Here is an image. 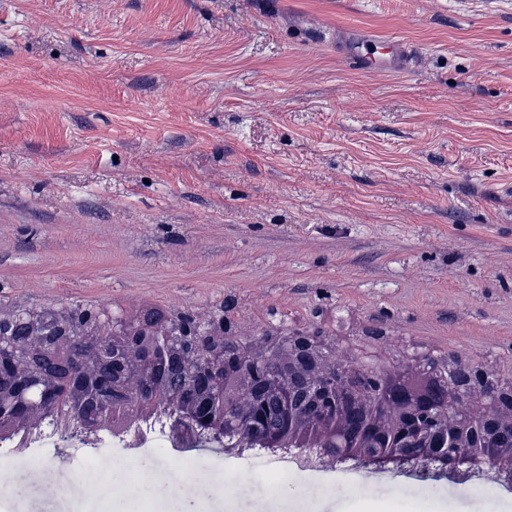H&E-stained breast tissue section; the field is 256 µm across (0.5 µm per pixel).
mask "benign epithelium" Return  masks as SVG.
<instances>
[{
	"mask_svg": "<svg viewBox=\"0 0 512 512\" xmlns=\"http://www.w3.org/2000/svg\"><path fill=\"white\" fill-rule=\"evenodd\" d=\"M55 310L0 306V440L28 434L52 411L101 431L117 414L173 413L183 438L232 437L315 448L329 462L433 463L463 470L465 454L512 480V399L484 385L462 384L433 359L387 390L372 368L334 341L306 336L274 351L265 337L245 351L215 329L183 335L168 327L142 332L119 314L73 328Z\"/></svg>",
	"mask_w": 512,
	"mask_h": 512,
	"instance_id": "1",
	"label": "benign epithelium"
}]
</instances>
